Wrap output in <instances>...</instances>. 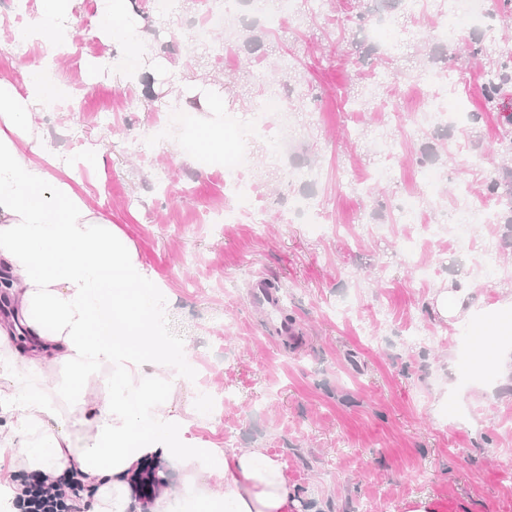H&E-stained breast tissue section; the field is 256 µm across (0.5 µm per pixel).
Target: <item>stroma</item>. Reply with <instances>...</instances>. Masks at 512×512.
<instances>
[{"label": "stroma", "instance_id": "1", "mask_svg": "<svg viewBox=\"0 0 512 512\" xmlns=\"http://www.w3.org/2000/svg\"><path fill=\"white\" fill-rule=\"evenodd\" d=\"M160 33L154 58L121 60L96 33L97 0H78L82 21L71 54L58 63L76 84L69 108H40L43 140L66 158L103 145V169L77 167L90 200L136 243L141 260L174 296L167 321L169 343L192 352L200 388L230 392L214 421L196 429L201 441L225 446L232 428L237 448H263L280 460L295 489L299 512H409L427 498L433 512H512V386L499 373L468 376L482 361V337L496 329V350L512 349V327L489 324L482 312L512 296V228L479 225L475 246L492 241L499 272L472 279L466 252L446 243L442 209L453 203L455 182L476 195L487 176L503 169L500 127L480 95L484 64L466 54L473 37L443 43L463 81L474 114L465 126L417 128L415 99L383 95L371 111L352 101L366 62L349 46L356 33L337 27L351 0H325L316 17L301 0V18L287 32L263 29L266 61L280 62L296 49L311 93L295 101L283 163L272 166L274 148L255 142L260 174L252 192L265 208L261 224H211L224 205L223 163L210 157L204 113L188 125L151 133L170 109L148 111L146 93L179 81L195 88L225 82L232 63L199 48L188 67L183 42L201 7L176 14L145 9L130 0ZM436 6L402 14L407 31L394 57L404 76L418 77L434 46ZM112 57L110 76L88 80L85 58ZM130 110H122L125 100ZM116 112L112 126L99 122ZM397 141V178L373 183L387 164L381 138ZM448 170L440 201L422 198L416 224L404 223L401 198L418 191L420 165ZM165 190L154 186L159 174ZM327 210L330 223L311 227L285 218L293 201ZM433 269L420 281L413 262ZM276 287L296 326L293 336L270 331L247 296L255 275ZM471 286V318L448 324L432 314L430 298L449 286Z\"/></svg>", "mask_w": 512, "mask_h": 512}]
</instances>
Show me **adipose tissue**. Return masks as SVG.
Here are the masks:
<instances>
[{"label":"adipose tissue","instance_id":"obj_1","mask_svg":"<svg viewBox=\"0 0 512 512\" xmlns=\"http://www.w3.org/2000/svg\"><path fill=\"white\" fill-rule=\"evenodd\" d=\"M76 0H35V39L70 32ZM98 33L118 54L147 50L125 0H98ZM42 73L0 78V512L21 478L76 476L80 512H293L282 464L265 449L225 453L192 433L188 350L165 340L171 292L134 242L88 200L34 122ZM185 397H177V390ZM176 487L136 496L144 461Z\"/></svg>","mask_w":512,"mask_h":512}]
</instances>
